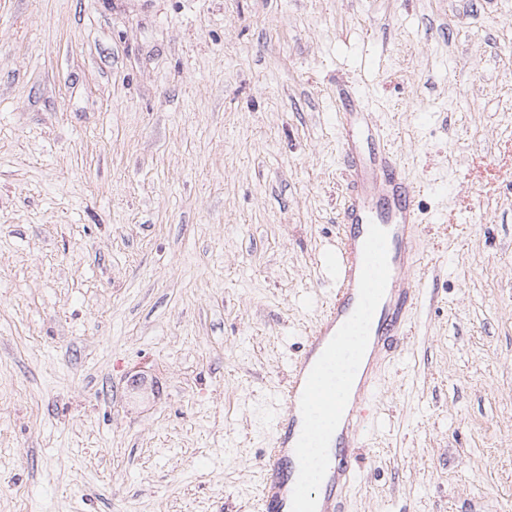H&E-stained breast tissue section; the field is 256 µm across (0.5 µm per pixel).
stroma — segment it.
Segmentation results:
<instances>
[{"label": "stroma", "mask_w": 512, "mask_h": 512, "mask_svg": "<svg viewBox=\"0 0 512 512\" xmlns=\"http://www.w3.org/2000/svg\"><path fill=\"white\" fill-rule=\"evenodd\" d=\"M348 90L429 266L347 512L512 505V0H0V512H255Z\"/></svg>", "instance_id": "obj_1"}]
</instances>
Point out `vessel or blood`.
Listing matches in <instances>:
<instances>
[{"label": "vessel or blood", "mask_w": 512, "mask_h": 512, "mask_svg": "<svg viewBox=\"0 0 512 512\" xmlns=\"http://www.w3.org/2000/svg\"><path fill=\"white\" fill-rule=\"evenodd\" d=\"M347 194L337 214L339 251L331 263L336 288L312 324L291 368L264 463L258 512H343L359 477L356 450L365 421L360 413L380 380L383 364L409 333L419 301L416 275L424 271L417 239L420 187L372 113L348 104L340 122ZM366 325L361 373L340 424L321 427L313 406L319 371L348 333L351 320ZM321 445L323 477L307 481L313 445Z\"/></svg>", "instance_id": "obj_1"}]
</instances>
